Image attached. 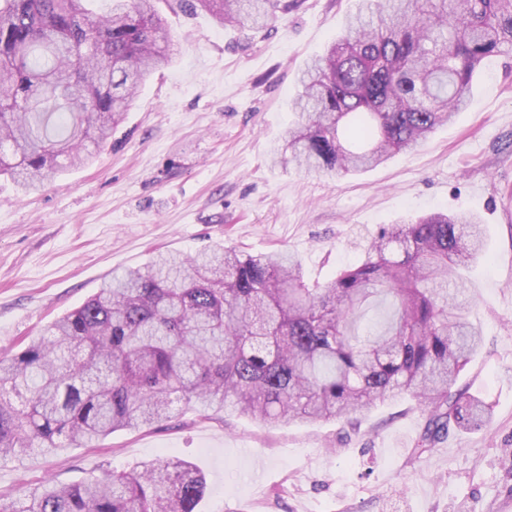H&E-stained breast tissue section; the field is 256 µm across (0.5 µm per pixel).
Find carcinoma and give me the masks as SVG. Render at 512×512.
Listing matches in <instances>:
<instances>
[{"mask_svg": "<svg viewBox=\"0 0 512 512\" xmlns=\"http://www.w3.org/2000/svg\"><path fill=\"white\" fill-rule=\"evenodd\" d=\"M0 0V176L34 192L63 163L93 158L139 85L167 65L155 0ZM219 24L263 26L298 0H172ZM512 53V0H359L307 62L282 164L330 179L418 148L463 111L482 66ZM471 213L385 224L359 263L309 286L281 251L214 246L115 271L99 291L20 351L0 358V460L56 454L120 430L160 426L181 403L228 407L266 426L355 427L378 401L428 410L413 453L491 418L452 392L482 345L448 295L485 253ZM206 478L185 461L46 481L0 512H198Z\"/></svg>", "mask_w": 512, "mask_h": 512, "instance_id": "carcinoma-1", "label": "carcinoma"}]
</instances>
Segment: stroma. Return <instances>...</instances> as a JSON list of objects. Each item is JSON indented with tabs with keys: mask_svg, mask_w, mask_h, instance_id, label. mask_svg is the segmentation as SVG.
<instances>
[{
	"mask_svg": "<svg viewBox=\"0 0 512 512\" xmlns=\"http://www.w3.org/2000/svg\"><path fill=\"white\" fill-rule=\"evenodd\" d=\"M357 3L300 0L261 31L159 4L173 62L107 145L30 194L0 177V356L81 306L113 270L159 251L282 248L323 284L358 263L380 225L466 211L488 235L464 294L484 347L457 386L491 405L489 423L418 457L427 414L407 396L375 404L354 429L177 409L159 428L0 461V498L163 457L205 474L200 512H498L512 497V54L486 63L466 110L414 151L335 180L274 164L300 69Z\"/></svg>",
	"mask_w": 512,
	"mask_h": 512,
	"instance_id": "1",
	"label": "stroma"
}]
</instances>
